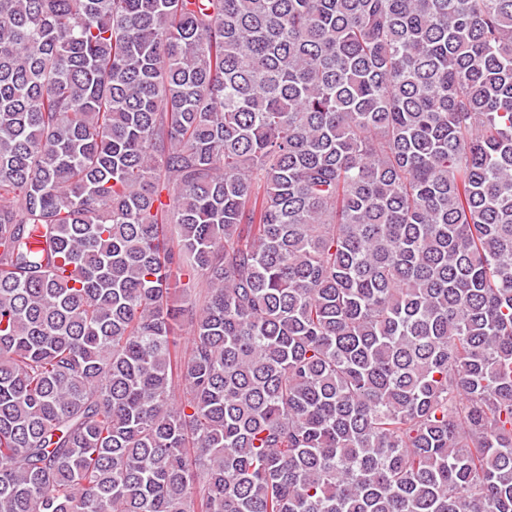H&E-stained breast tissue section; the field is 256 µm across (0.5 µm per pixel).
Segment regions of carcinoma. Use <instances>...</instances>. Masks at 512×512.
I'll return each instance as SVG.
<instances>
[{"instance_id":"1","label":"carcinoma","mask_w":512,"mask_h":512,"mask_svg":"<svg viewBox=\"0 0 512 512\" xmlns=\"http://www.w3.org/2000/svg\"><path fill=\"white\" fill-rule=\"evenodd\" d=\"M0 512H512V0H0Z\"/></svg>"}]
</instances>
